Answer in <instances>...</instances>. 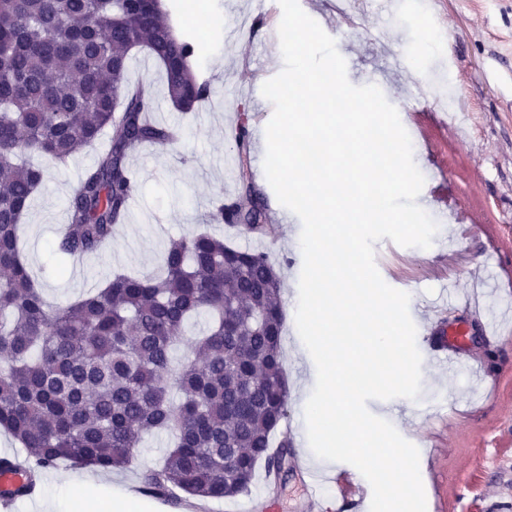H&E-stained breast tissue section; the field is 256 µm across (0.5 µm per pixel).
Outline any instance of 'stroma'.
Masks as SVG:
<instances>
[{
    "instance_id": "stroma-1",
    "label": "stroma",
    "mask_w": 512,
    "mask_h": 512,
    "mask_svg": "<svg viewBox=\"0 0 512 512\" xmlns=\"http://www.w3.org/2000/svg\"><path fill=\"white\" fill-rule=\"evenodd\" d=\"M299 4L335 40L351 84H376L401 112L432 99L452 117L448 127L431 133L439 167L424 170L425 186L417 198L438 225L432 246L402 247L385 238L374 245L375 261L387 284L411 287V300L424 307L437 298L442 277L456 275L462 294L472 280L482 282L483 308L474 315L452 311L448 319L469 326L465 355L481 368L485 388L474 391L467 372L449 374L426 361L418 399H375L367 406L409 442L425 444L428 453L419 466L427 473V512H512V332L498 339L481 333L483 321H500L512 308V0H434L432 8L405 14L393 13L387 0H355L343 15L336 13L334 0ZM170 5L175 29L191 30L194 36L197 52L191 66L199 79L211 80L209 98L190 113L178 110L166 95L156 62L136 54L128 69L130 82H151L153 119L180 127L182 138L132 157L139 189L126 223L101 253L67 262L52 250L54 228L65 222L69 189L97 151L91 148L51 166L22 226L25 260L45 298L64 303L101 287L112 270L153 271L168 241L191 231L268 252L282 280L286 316L285 424L302 435L301 403L316 382L315 364L303 351L295 324L302 223L278 202L263 169L273 106L261 87L284 66L277 24L282 11L277 0H262L257 8L252 0H170ZM214 12L223 15L224 26L209 32L203 20ZM398 54L412 57V64L392 68L390 60ZM243 112L252 135L248 170L270 227L260 240L236 235L216 219L217 205L236 192L239 165L227 128ZM440 182L450 202L473 219L469 238H462L459 225L431 200L430 188ZM167 446V434L146 436L130 467L104 472L105 490L113 494L140 485L142 473L155 466ZM317 470L347 483L350 500L333 508L335 487L330 484L325 500L308 503L303 472L292 466L273 488L265 485V470H258L250 494L214 501L212 512H242L253 496L276 498L278 512H355L354 497L372 493L350 464H321ZM83 475L65 463L48 469L37 498L19 502L16 512H40L43 498L55 500L59 512H66L68 496Z\"/></svg>"
}]
</instances>
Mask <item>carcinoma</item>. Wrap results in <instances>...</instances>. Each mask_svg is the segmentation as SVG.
<instances>
[{"mask_svg":"<svg viewBox=\"0 0 512 512\" xmlns=\"http://www.w3.org/2000/svg\"><path fill=\"white\" fill-rule=\"evenodd\" d=\"M165 0H0V431L24 451L30 473L62 462L123 469L144 434L174 441L142 475L144 492L176 491L203 505L250 491L260 465L288 466L281 280L269 256L205 231L166 247L160 272L114 271L65 305H49L21 250L23 219L44 186L38 155L64 164L108 143L73 187L55 239L63 259L108 246L124 223L138 180L131 155L178 140L151 119V86H130L132 41L161 67L183 111L211 94L190 66L195 41L176 33ZM237 198L219 221L269 233L245 170L250 131L233 133ZM207 329L187 341L197 317ZM192 354L175 357L183 344Z\"/></svg>","mask_w":512,"mask_h":512,"instance_id":"carcinoma-1","label":"carcinoma"}]
</instances>
